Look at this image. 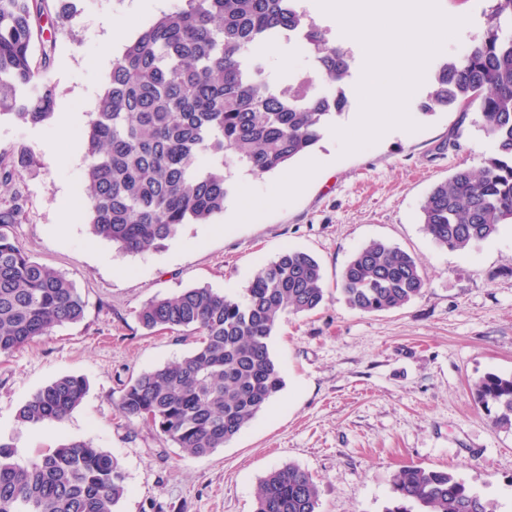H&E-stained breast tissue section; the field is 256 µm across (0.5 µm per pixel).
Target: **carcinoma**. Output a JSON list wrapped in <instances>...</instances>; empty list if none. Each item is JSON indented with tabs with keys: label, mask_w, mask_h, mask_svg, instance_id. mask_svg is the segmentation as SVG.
<instances>
[{
	"label": "carcinoma",
	"mask_w": 512,
	"mask_h": 512,
	"mask_svg": "<svg viewBox=\"0 0 512 512\" xmlns=\"http://www.w3.org/2000/svg\"><path fill=\"white\" fill-rule=\"evenodd\" d=\"M47 0H0V118L37 125L54 115L56 88L39 79L53 42L41 37ZM75 0H56L53 25L72 26ZM300 33L314 69L280 87L266 48ZM40 48L41 61L35 60ZM349 74L347 51L331 44L297 0H177L112 63L86 133L85 212L90 232L124 255L158 248L184 224L224 212L237 166L275 173L309 154L337 112ZM474 111L494 150L478 170L458 169L421 204V224L437 245L464 250L512 223V0H495L480 41L434 71L420 110ZM21 207L0 208V356L84 316L63 274L35 260L4 228ZM426 286L416 259L380 240L345 266L344 302L362 313L401 308ZM326 301L319 262L287 249L261 265L241 295L207 287L142 305L146 330L187 332L196 348L122 385L115 405L129 425L151 427L195 456L235 439L282 390L270 349L286 314ZM89 389L67 374L21 405L25 426L64 422ZM495 405V425L512 428V375L488 373L472 388ZM385 512H496V504L448 472L408 467L393 479ZM127 494L119 459L90 441H67L20 461L0 440V512H118ZM311 474L288 464L260 482L254 512H318Z\"/></svg>",
	"instance_id": "1"
}]
</instances>
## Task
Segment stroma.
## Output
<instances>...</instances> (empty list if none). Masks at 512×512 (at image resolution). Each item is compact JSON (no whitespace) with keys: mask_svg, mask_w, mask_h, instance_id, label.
Wrapping results in <instances>:
<instances>
[{"mask_svg":"<svg viewBox=\"0 0 512 512\" xmlns=\"http://www.w3.org/2000/svg\"><path fill=\"white\" fill-rule=\"evenodd\" d=\"M494 0H438L461 14L463 30L435 62L456 57L488 26ZM156 13L142 0H83L71 29L55 34L42 77L57 105L72 112L95 104L107 79L97 60L99 35L116 25L139 34ZM364 59L350 55L347 104L315 152L327 165L296 194L264 200L281 175L238 170L223 214L184 225L164 247L120 256L91 236L80 202L69 223L55 206L65 187L83 189V162L71 161L82 128L57 120L20 125L0 120V156L34 158L21 178L0 185V207L19 201L21 223L9 233L36 261L63 273L85 302L83 320L0 357V438L21 458L65 440H89L121 461L129 493L118 512H253L262 478L298 465L320 490L319 512H385L398 470H445L512 512V429L474 402L469 386L485 374H512V224L470 249L449 250L422 230L420 206L456 169H479L492 143L477 113L412 109L418 128L343 154L334 128L360 109ZM373 240L415 256L427 280L421 295L387 312L351 309L337 288L352 256ZM314 256L327 300L310 314L287 315L271 352L284 387L236 439L207 456L172 447L154 430L126 425L114 400L122 384L175 361L195 347L180 332L144 330L137 312L148 300L207 286L242 293L258 265L286 248ZM64 374L87 378L88 392L61 425L20 427L29 395Z\"/></svg>","mask_w":512,"mask_h":512,"instance_id":"stroma-1","label":"stroma"}]
</instances>
